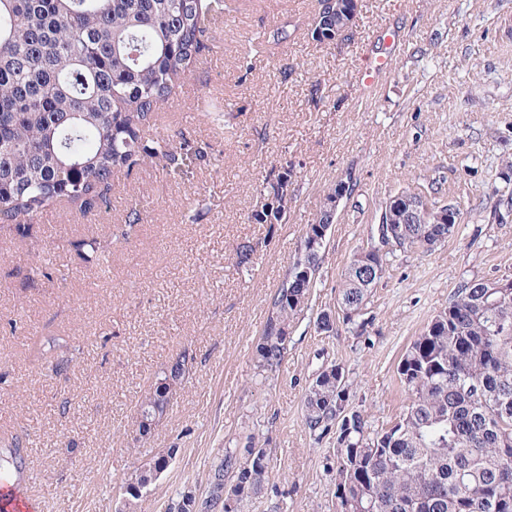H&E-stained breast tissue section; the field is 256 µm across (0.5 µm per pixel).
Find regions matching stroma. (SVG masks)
<instances>
[{
    "instance_id": "35a3bbf8",
    "label": "stroma",
    "mask_w": 512,
    "mask_h": 512,
    "mask_svg": "<svg viewBox=\"0 0 512 512\" xmlns=\"http://www.w3.org/2000/svg\"><path fill=\"white\" fill-rule=\"evenodd\" d=\"M228 4L158 125L209 142L213 161L185 181L151 167L119 175L109 210L58 207L27 238L0 232V449L25 438L22 478L43 512H165L181 492H204L225 449L252 442L271 451L269 481L243 512H336V439L315 440L303 424L313 380L341 368L350 409L380 435L409 403L397 374L406 347L460 283L512 277V183L501 175L512 161V0H358L348 38L321 46L308 36L317 0ZM278 29L286 41L273 42ZM388 53L387 72L364 87L365 64ZM287 161L286 222H250L266 173ZM346 176L353 191L288 355L267 371L255 348L270 298ZM409 188L459 206L453 236L387 250L360 316L319 330L350 261L376 243L385 203ZM201 199L209 211L188 221ZM133 205L144 214L136 235L117 243L108 270L85 266L74 241L109 236ZM247 240L256 250L242 267ZM44 264L61 279L35 275ZM50 336L63 347H45ZM185 353L192 365L173 406L140 437L138 400ZM171 448L148 493L126 504L133 462Z\"/></svg>"
}]
</instances>
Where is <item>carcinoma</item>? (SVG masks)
<instances>
[{"instance_id":"carcinoma-1","label":"carcinoma","mask_w":512,"mask_h":512,"mask_svg":"<svg viewBox=\"0 0 512 512\" xmlns=\"http://www.w3.org/2000/svg\"><path fill=\"white\" fill-rule=\"evenodd\" d=\"M226 0H0V230L27 237L34 219L65 199L83 212L112 204V174L155 165L188 177L211 146L185 134H152L186 69L215 40L210 22ZM336 16L317 8L311 29L327 32ZM292 171H271L251 213L255 224L280 223V189ZM143 212L127 209L106 238L73 243L81 261L101 270L112 245L133 236ZM400 247L442 243L450 224H413L398 209ZM326 209L307 225L290 281L270 299L256 353L277 370L288 330L319 273ZM348 267L337 306L354 321L373 281ZM183 355L166 367L137 408L146 437L173 405L188 373ZM409 394L402 418L382 435L365 436L363 417L347 408L348 387L331 366L313 381L304 423L321 440L336 432V512H512V295L483 282H463L448 308L411 343L398 365ZM172 454L133 463L125 481L144 486ZM270 451L227 448L211 466L207 491L167 504L166 512H242L268 480Z\"/></svg>"}]
</instances>
